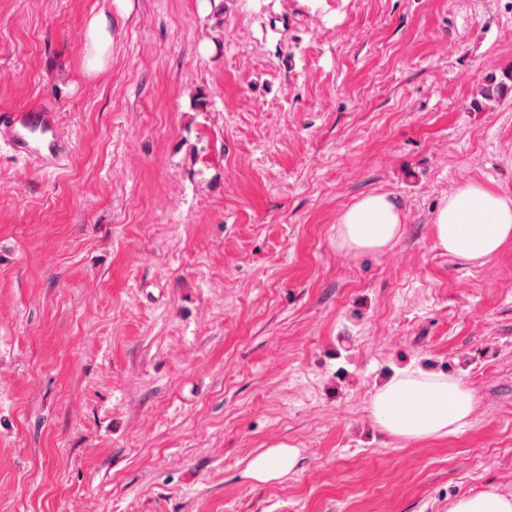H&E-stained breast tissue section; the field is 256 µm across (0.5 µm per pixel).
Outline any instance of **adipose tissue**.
Masks as SVG:
<instances>
[{
  "instance_id": "ef3b65f1",
  "label": "adipose tissue",
  "mask_w": 512,
  "mask_h": 512,
  "mask_svg": "<svg viewBox=\"0 0 512 512\" xmlns=\"http://www.w3.org/2000/svg\"><path fill=\"white\" fill-rule=\"evenodd\" d=\"M401 205L386 194H368L337 220V241L349 252L379 253L404 231ZM432 233L437 247L464 260L488 259L512 241V200L471 182L449 193ZM371 408L391 436L443 438L464 426L475 409L471 390L459 379L422 371L392 378L376 390ZM297 448L280 444L253 457L246 477L268 483L285 477L297 464Z\"/></svg>"
}]
</instances>
